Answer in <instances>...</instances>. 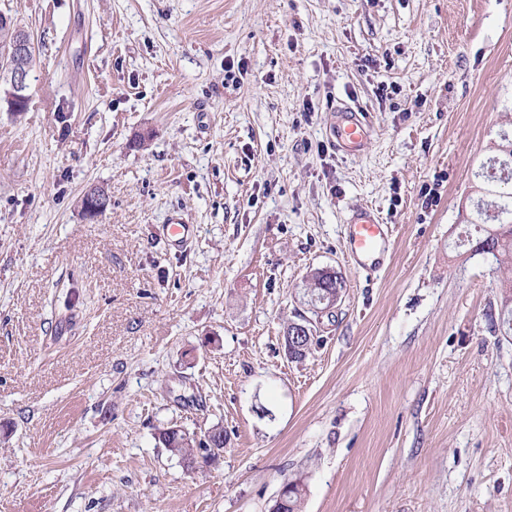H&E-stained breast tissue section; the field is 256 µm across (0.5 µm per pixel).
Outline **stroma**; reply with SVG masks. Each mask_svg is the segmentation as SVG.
I'll return each instance as SVG.
<instances>
[{
  "label": "stroma",
  "instance_id": "stroma-1",
  "mask_svg": "<svg viewBox=\"0 0 512 512\" xmlns=\"http://www.w3.org/2000/svg\"><path fill=\"white\" fill-rule=\"evenodd\" d=\"M0 11L34 42L0 111V512H269L298 476L303 512H512L508 274L455 245L512 127V0ZM343 103L361 151L332 143ZM361 206L392 229L374 271L345 253ZM323 267L345 287L290 360ZM217 424L191 469L157 439ZM313 323H314L313 319L306 316L305 314L300 315L298 320L290 322L289 323L290 328L288 329V325H287V327L284 331V336H283L285 351L288 346L287 345V336H286L287 330H288V333L290 334V336H288V342L290 341V343H292L293 352H297V351L301 350L299 341L301 339H304V337H306V336L307 337L311 336V333L313 332ZM293 340H294V342H293ZM314 340H315V338L312 335L311 339L309 340V343H308L307 352L305 354L296 353V360H300L306 356V354L311 350Z\"/></svg>",
  "mask_w": 512,
  "mask_h": 512
}]
</instances>
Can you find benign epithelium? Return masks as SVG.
<instances>
[{
    "label": "benign epithelium",
    "mask_w": 512,
    "mask_h": 512,
    "mask_svg": "<svg viewBox=\"0 0 512 512\" xmlns=\"http://www.w3.org/2000/svg\"><path fill=\"white\" fill-rule=\"evenodd\" d=\"M1 26L9 31L11 39L8 45L9 59L0 65V105H5L8 112H16L23 109L28 100V77L34 46L30 34L3 12H0ZM83 206L89 211L87 219L94 220L108 208V198L104 193L91 189L83 198ZM312 332L313 319L306 315L290 322L288 341L292 342V350H301L299 341L311 336Z\"/></svg>",
    "instance_id": "1"
}]
</instances>
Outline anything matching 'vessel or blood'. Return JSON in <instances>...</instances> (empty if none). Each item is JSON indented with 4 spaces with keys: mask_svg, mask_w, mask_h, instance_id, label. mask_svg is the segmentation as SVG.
<instances>
[{
    "mask_svg": "<svg viewBox=\"0 0 512 512\" xmlns=\"http://www.w3.org/2000/svg\"><path fill=\"white\" fill-rule=\"evenodd\" d=\"M341 119L333 128L336 147L341 151H358L370 137V124L362 112L349 107L341 108ZM388 225L382 224L372 208L354 211L346 223L348 256L362 268L374 269L384 262L389 249Z\"/></svg>",
    "mask_w": 512,
    "mask_h": 512,
    "instance_id": "vessel-or-blood-1",
    "label": "vessel or blood"
}]
</instances>
